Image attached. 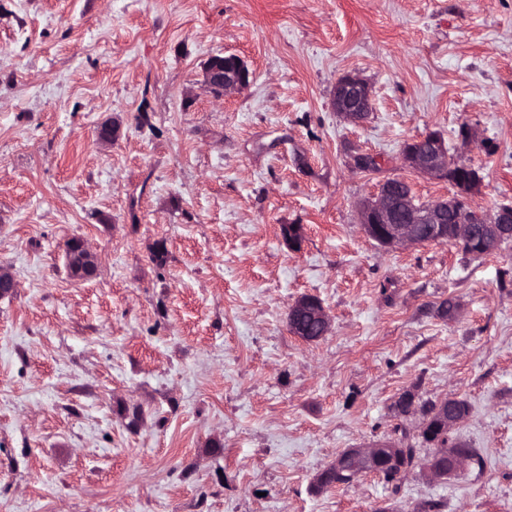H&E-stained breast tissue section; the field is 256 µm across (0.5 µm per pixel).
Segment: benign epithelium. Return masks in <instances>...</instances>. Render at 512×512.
Wrapping results in <instances>:
<instances>
[{"mask_svg": "<svg viewBox=\"0 0 512 512\" xmlns=\"http://www.w3.org/2000/svg\"><path fill=\"white\" fill-rule=\"evenodd\" d=\"M250 78L251 72L240 57L234 54L213 56L204 66L202 85L212 96L223 98L247 88ZM334 107L345 121L355 125L364 122L372 110L369 83L356 73H347L340 77L334 89ZM401 158L405 166L438 180H450L451 172L456 169L467 171V178L455 184L457 198L462 202L463 209L459 211L455 225L451 227L448 224L446 201L426 204L410 202L408 198L401 196L399 185L391 184L380 188L378 194L360 208V223L371 239L388 248L448 241L463 248L480 240L486 245L483 251L485 255L492 253L500 243L512 240V203H503L491 213L474 210L472 200L481 192L482 178L473 167L451 160L448 146L440 134L430 132L419 139L406 142L401 150ZM473 211L481 223L486 225L481 235L476 234L473 229L470 216ZM75 253L84 256L86 265L78 272L72 266H67L71 277L77 279L95 275L98 267L97 256L85 240L78 239ZM303 314L318 319L319 336L326 335L328 315L323 303L313 295L301 296L290 306V333H296V320ZM434 415L443 436L458 422L448 412V404L444 402L436 404ZM400 456L401 449L392 443H379L369 448H348L320 473L316 487H329L328 476L334 473L347 474L353 479L369 474L380 475L397 465ZM469 463V452L437 442L425 468L432 477L441 478L463 469Z\"/></svg>", "mask_w": 512, "mask_h": 512, "instance_id": "7a95c632", "label": "benign epithelium"}]
</instances>
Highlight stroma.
Returning a JSON list of instances; mask_svg holds the SVG:
<instances>
[{
	"mask_svg": "<svg viewBox=\"0 0 512 512\" xmlns=\"http://www.w3.org/2000/svg\"><path fill=\"white\" fill-rule=\"evenodd\" d=\"M222 54L251 82L216 100ZM346 73L372 87L359 125ZM430 132L479 169L475 206L512 202V0H0V512H512V241L387 248L360 223L390 178L453 195L401 161ZM73 237L96 276L69 275ZM305 294L314 342L287 327ZM407 392L468 403L449 439L483 470L425 472ZM385 442L410 471L315 490ZM250 78L247 64L237 55L212 56L204 66L202 85L213 97L223 98L247 88ZM336 112L348 123L364 122L372 110L369 83L356 73H347L336 81L334 89ZM77 243L74 252L77 254H82L84 256V261L86 265L81 268L79 272H76L72 266H70L69 261L66 259V267L71 275V277L76 279H83L87 277H92L97 272L98 260L96 254L91 250L89 245L84 239L77 238ZM82 275L83 278L79 276ZM303 314L312 315L320 322L319 337L313 340H304L316 341L326 335L329 326L328 315L323 303L313 295L301 296L290 306L288 310V329L290 333L298 336L296 334V320Z\"/></svg>",
	"mask_w": 512,
	"mask_h": 512,
	"instance_id": "1",
	"label": "stroma"
}]
</instances>
